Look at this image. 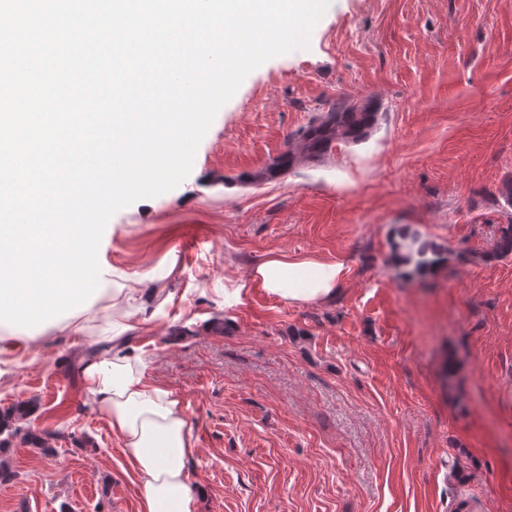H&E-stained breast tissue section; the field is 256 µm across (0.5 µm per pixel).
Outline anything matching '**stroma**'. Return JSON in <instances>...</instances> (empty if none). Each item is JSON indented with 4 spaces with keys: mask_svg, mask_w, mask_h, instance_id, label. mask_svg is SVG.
I'll return each mask as SVG.
<instances>
[{
    "mask_svg": "<svg viewBox=\"0 0 512 512\" xmlns=\"http://www.w3.org/2000/svg\"><path fill=\"white\" fill-rule=\"evenodd\" d=\"M371 135L277 170L326 113ZM512 0H330L310 45L250 72L176 188L118 210L100 298L0 323V409L31 400L0 512H139L142 489L80 380L114 283L167 281L132 343L178 393L194 512H512ZM439 250L417 274L404 233ZM271 252L343 265L335 299L288 305L228 279Z\"/></svg>",
    "mask_w": 512,
    "mask_h": 512,
    "instance_id": "stroma-1",
    "label": "stroma"
}]
</instances>
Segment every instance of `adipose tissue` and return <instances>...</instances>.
I'll return each mask as SVG.
<instances>
[{
	"instance_id": "obj_1",
	"label": "adipose tissue",
	"mask_w": 512,
	"mask_h": 512,
	"mask_svg": "<svg viewBox=\"0 0 512 512\" xmlns=\"http://www.w3.org/2000/svg\"><path fill=\"white\" fill-rule=\"evenodd\" d=\"M342 273V265L334 261L270 253L253 264L247 279L230 280L224 301L239 302L251 286L289 305L328 301L335 298ZM170 298L162 285L113 289L112 334L80 369L86 393L141 482V512L194 509V491L185 470L195 448L192 428L180 396L151 379L148 357L131 345L133 326L127 321L137 304L148 301L160 308Z\"/></svg>"
}]
</instances>
